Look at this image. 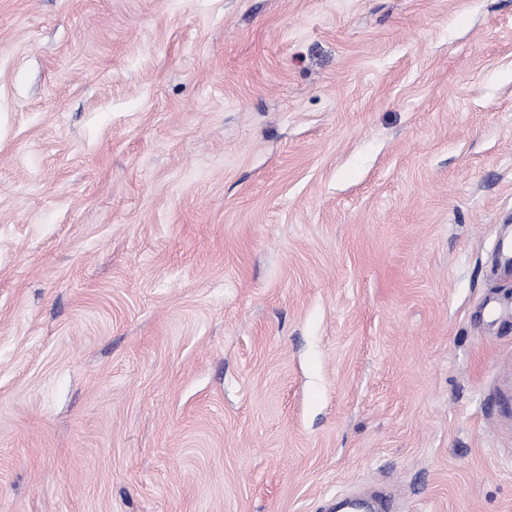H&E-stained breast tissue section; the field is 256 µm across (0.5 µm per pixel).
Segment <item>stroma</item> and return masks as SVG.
<instances>
[{
    "label": "stroma",
    "mask_w": 512,
    "mask_h": 512,
    "mask_svg": "<svg viewBox=\"0 0 512 512\" xmlns=\"http://www.w3.org/2000/svg\"><path fill=\"white\" fill-rule=\"evenodd\" d=\"M512 0H0V512H512Z\"/></svg>",
    "instance_id": "stroma-1"
}]
</instances>
